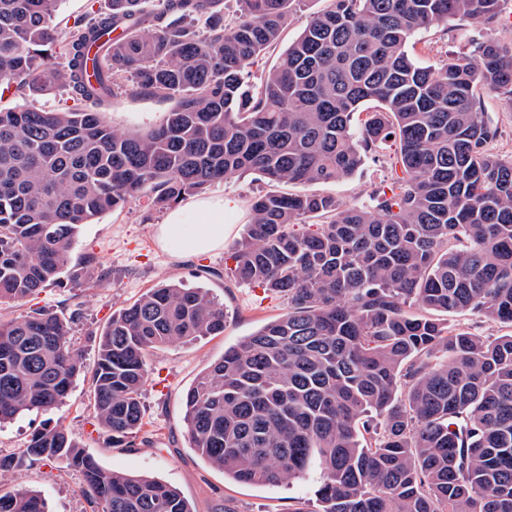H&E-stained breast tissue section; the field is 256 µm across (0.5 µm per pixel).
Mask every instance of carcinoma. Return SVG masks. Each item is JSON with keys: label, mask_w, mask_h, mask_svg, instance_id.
<instances>
[{"label": "carcinoma", "mask_w": 512, "mask_h": 512, "mask_svg": "<svg viewBox=\"0 0 512 512\" xmlns=\"http://www.w3.org/2000/svg\"><path fill=\"white\" fill-rule=\"evenodd\" d=\"M62 0H0V81L61 83L101 105L115 76L175 100L146 130L101 113L0 109V304L20 305L65 276L78 228L145 191L162 211L234 175L272 184L337 182L396 144L370 206L269 191L249 202L224 279L287 299L286 313L234 345L186 392L193 447L243 484L320 470L318 512H512V333L448 324L473 312L512 326V158L483 96L512 103V43L477 46L480 66L419 65L407 44L449 20L496 23L505 0H331L260 84L244 68L275 44L295 0H110L74 24L67 69L55 42ZM319 218L311 228L304 218ZM53 311L0 319V423L47 413L91 372L94 431L112 448L144 436L150 351L224 333V304L169 284L115 311L92 367ZM46 462L81 474L90 512H192L179 490L103 468L62 421L32 433L0 474ZM0 512H47L41 493H0Z\"/></svg>", "instance_id": "1"}]
</instances>
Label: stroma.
<instances>
[{"label":"stroma","mask_w":512,"mask_h":512,"mask_svg":"<svg viewBox=\"0 0 512 512\" xmlns=\"http://www.w3.org/2000/svg\"><path fill=\"white\" fill-rule=\"evenodd\" d=\"M330 0H299L292 9L287 29L279 43L266 50L245 68L248 84H259L263 75L277 65L281 54L297 39L313 13L328 7ZM108 0H62L56 22L58 39L53 47L56 66H64L63 48L74 22L92 9L106 10ZM512 42V0H506L501 23L494 30L475 19L453 20L418 31L408 51L421 65L439 67L450 59L463 57L479 65L478 43L488 39ZM171 107L170 101L146 94H132L130 83L119 80L102 107L105 120L118 131H138L159 123ZM380 163L366 161L353 176L337 182L313 185L316 193L328 194L347 206L369 204L370 194L386 176ZM164 218L155 211L149 195H142L125 209L108 212L78 230L72 247L73 259L92 255L104 272L87 285L69 280L46 287L22 306L0 305V318L11 319L39 309L68 314L73 302H81L83 316L71 331L72 340L85 362H93L96 336L114 310L133 303L147 289L167 283L202 286L221 302L228 313L224 333L185 343L174 342L153 350L147 357L148 380L143 388L144 433L148 445L138 448H109L90 424L89 377H78L69 397L49 413H26L0 425V456H16L25 448L31 433L47 420L64 422L73 438L106 469L131 475H148L175 486L193 512H313L314 490L319 474L276 486L234 482L212 467L191 447L184 424L187 390L225 347L251 334L261 325L287 310L280 295L246 285L225 287L217 270L223 269L226 251L243 237L244 224H235L221 252L202 256L174 257L162 252L155 241V229ZM41 492L52 512H87L83 480L78 472L58 471L49 462L20 476L0 477V492L12 491L16 482Z\"/></svg>","instance_id":"stroma-1"}]
</instances>
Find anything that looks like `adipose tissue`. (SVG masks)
<instances>
[{
    "label": "adipose tissue",
    "mask_w": 512,
    "mask_h": 512,
    "mask_svg": "<svg viewBox=\"0 0 512 512\" xmlns=\"http://www.w3.org/2000/svg\"><path fill=\"white\" fill-rule=\"evenodd\" d=\"M243 217L240 203L230 196L202 194L170 210L156 227L162 251H187L204 256L223 251L224 240Z\"/></svg>",
    "instance_id": "ef3b65f1"
}]
</instances>
